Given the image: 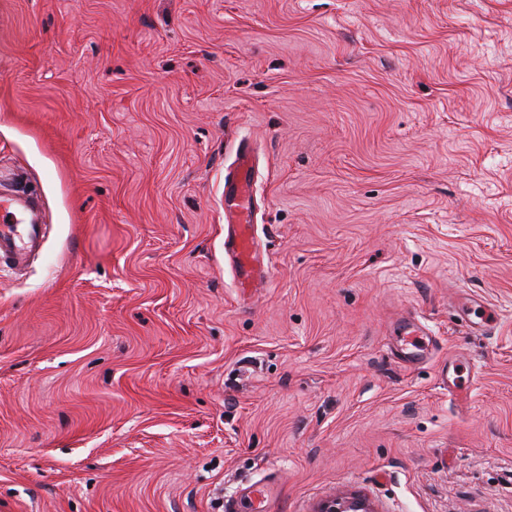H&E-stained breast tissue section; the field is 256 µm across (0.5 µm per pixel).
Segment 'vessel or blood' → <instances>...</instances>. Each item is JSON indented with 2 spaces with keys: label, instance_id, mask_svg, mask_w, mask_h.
Listing matches in <instances>:
<instances>
[{
  "label": "vessel or blood",
  "instance_id": "obj_1",
  "mask_svg": "<svg viewBox=\"0 0 512 512\" xmlns=\"http://www.w3.org/2000/svg\"><path fill=\"white\" fill-rule=\"evenodd\" d=\"M254 159L247 144H239L234 166L224 175V257L233 268L240 287L253 288L264 282L268 269L258 255L252 236L255 210L253 196ZM46 227L39 202L27 195L0 200V267L24 269L44 239ZM394 335L401 348L397 357L405 363H417L430 344V331L404 318L397 322ZM270 495L268 485L256 484L243 489L224 504V512H265Z\"/></svg>",
  "mask_w": 512,
  "mask_h": 512
}]
</instances>
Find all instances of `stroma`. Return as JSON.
I'll return each instance as SVG.
<instances>
[{"label":"stroma","instance_id":"obj_1","mask_svg":"<svg viewBox=\"0 0 512 512\" xmlns=\"http://www.w3.org/2000/svg\"><path fill=\"white\" fill-rule=\"evenodd\" d=\"M19 170L47 229L0 271V512H224L258 482L267 512H512V0H0V195ZM403 317L435 333L411 366ZM253 169L251 149L240 143L234 167L224 174V257L232 265L240 288L261 285L268 273L252 236L255 210ZM314 512H376L361 495L353 493L323 501Z\"/></svg>","mask_w":512,"mask_h":512}]
</instances>
